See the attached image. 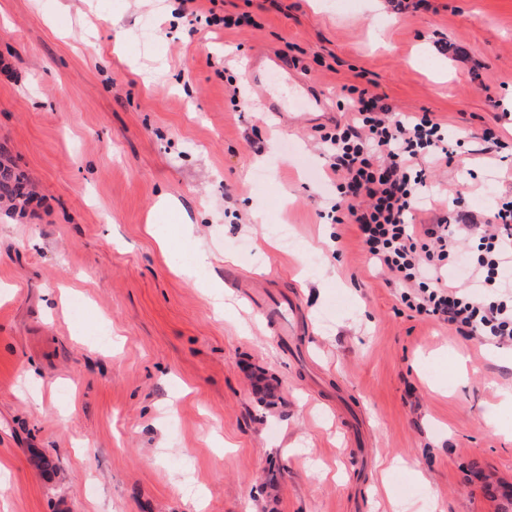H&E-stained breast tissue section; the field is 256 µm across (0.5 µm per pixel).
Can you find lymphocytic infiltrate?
<instances>
[{"label":"lymphocytic infiltrate","mask_w":512,"mask_h":512,"mask_svg":"<svg viewBox=\"0 0 512 512\" xmlns=\"http://www.w3.org/2000/svg\"><path fill=\"white\" fill-rule=\"evenodd\" d=\"M347 92L351 123L321 137L336 187L327 219L356 226L369 259L393 274L410 310L454 326L459 336L512 346V198L482 224L464 209L453 224L444 216L411 223V210L429 197L420 160L449 164L461 141L430 112L396 116L368 89ZM461 259L467 285L457 288L448 270Z\"/></svg>","instance_id":"1"}]
</instances>
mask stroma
<instances>
[{
    "mask_svg": "<svg viewBox=\"0 0 512 512\" xmlns=\"http://www.w3.org/2000/svg\"><path fill=\"white\" fill-rule=\"evenodd\" d=\"M366 3L198 0L256 21L227 29L182 0H0V145L37 192L0 212V512H512V439L487 422L512 347L405 307L321 218L319 149L343 87L430 111L462 145L415 222L459 197L491 219L512 0ZM259 55L300 61L261 73L287 119L253 94ZM286 295L291 336L266 304Z\"/></svg>",
    "mask_w": 512,
    "mask_h": 512,
    "instance_id": "35a3bbf8",
    "label": "stroma"
}]
</instances>
